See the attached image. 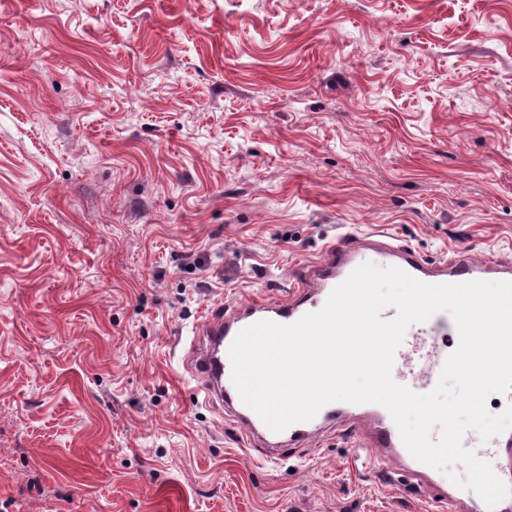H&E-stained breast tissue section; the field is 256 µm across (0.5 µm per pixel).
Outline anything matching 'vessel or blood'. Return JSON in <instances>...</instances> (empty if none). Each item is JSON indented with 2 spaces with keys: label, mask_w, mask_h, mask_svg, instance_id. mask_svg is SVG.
<instances>
[{
  "label": "vessel or blood",
  "mask_w": 512,
  "mask_h": 512,
  "mask_svg": "<svg viewBox=\"0 0 512 512\" xmlns=\"http://www.w3.org/2000/svg\"><path fill=\"white\" fill-rule=\"evenodd\" d=\"M385 261L413 278L427 284H454L495 279L512 282V263L480 261L470 250L457 249L449 259L438 262L426 260L416 250L402 244H375L352 237L327 247L321 260L306 268L298 287L290 289L283 299H255L247 303L214 311L193 338L190 370L202 381L205 398H218L230 411L248 441L274 439L277 445L302 447L330 422L343 423L351 438L359 445L373 449L381 460L404 462L411 482L429 485L437 504L449 512H512V496L495 505H487L472 489L458 488L443 478L433 476L426 464L415 459L405 447L388 410L375 403L355 404L334 401L324 405L309 421L293 424L273 432L259 415L241 399L232 379L230 347L245 328L271 321L289 325L309 313L320 311L331 292L360 265ZM430 336L441 340L427 371L417 376L405 375L401 364H394V380L414 393H422L439 378L449 355L448 347L458 344L459 334L449 312L439 311L428 320L411 325L406 340ZM498 449L490 460L494 473L512 487V431L504 430L497 440Z\"/></svg>",
  "instance_id": "vessel-or-blood-1"
}]
</instances>
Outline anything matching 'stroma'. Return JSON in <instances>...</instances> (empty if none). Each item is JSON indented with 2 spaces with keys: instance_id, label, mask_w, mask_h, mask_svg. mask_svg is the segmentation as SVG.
<instances>
[{
  "instance_id": "1",
  "label": "stroma",
  "mask_w": 512,
  "mask_h": 512,
  "mask_svg": "<svg viewBox=\"0 0 512 512\" xmlns=\"http://www.w3.org/2000/svg\"><path fill=\"white\" fill-rule=\"evenodd\" d=\"M372 234L512 258V0H0V512H433L187 367Z\"/></svg>"
}]
</instances>
